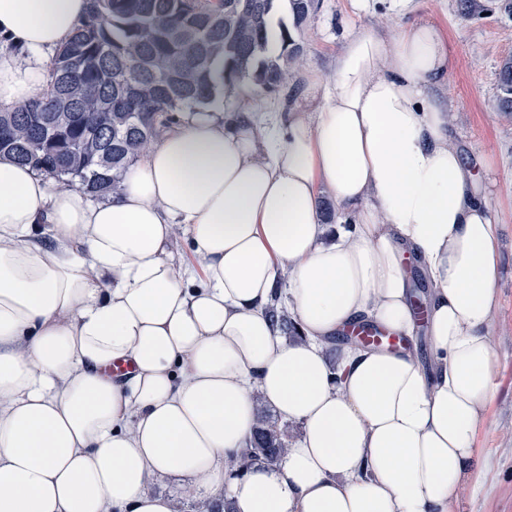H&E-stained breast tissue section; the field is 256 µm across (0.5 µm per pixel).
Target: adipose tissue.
<instances>
[{
  "instance_id": "obj_1",
  "label": "adipose tissue",
  "mask_w": 512,
  "mask_h": 512,
  "mask_svg": "<svg viewBox=\"0 0 512 512\" xmlns=\"http://www.w3.org/2000/svg\"><path fill=\"white\" fill-rule=\"evenodd\" d=\"M88 7L0 0V112L43 92ZM390 8L302 107L186 113L107 200L0 156V512H175L164 477L236 512H456L487 481L498 226L450 133L448 30ZM281 278L296 340L266 313ZM361 322L425 327L430 364L336 343ZM260 398L301 434L238 477Z\"/></svg>"
}]
</instances>
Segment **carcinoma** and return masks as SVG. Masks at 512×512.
<instances>
[{
  "label": "carcinoma",
  "mask_w": 512,
  "mask_h": 512,
  "mask_svg": "<svg viewBox=\"0 0 512 512\" xmlns=\"http://www.w3.org/2000/svg\"><path fill=\"white\" fill-rule=\"evenodd\" d=\"M319 0H90L88 14L49 61L42 94L0 112V155L96 200L182 112L248 80L274 93L304 63L296 34ZM499 111L512 115V55L498 71ZM268 313L295 335L288 311ZM284 432L262 410L247 458L274 463Z\"/></svg>",
  "instance_id": "cac0c4a2"
}]
</instances>
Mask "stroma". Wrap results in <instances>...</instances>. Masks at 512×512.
I'll use <instances>...</instances> for the list:
<instances>
[{
	"label": "stroma",
	"instance_id": "stroma-1",
	"mask_svg": "<svg viewBox=\"0 0 512 512\" xmlns=\"http://www.w3.org/2000/svg\"><path fill=\"white\" fill-rule=\"evenodd\" d=\"M422 2L423 15L447 27L455 46V68L444 87L452 103L453 135L488 193L500 233V306L493 340L503 363L495 379L490 425L477 442L489 458L491 475L480 494L462 489L457 512H512V119L497 108L499 64L512 55V16L500 11L499 0H476L480 12L470 18L462 15L460 0ZM395 23L386 0H375L360 16L351 15L350 0H320L315 19L301 34L306 53L302 74L279 93L255 91L261 111H294L301 103L305 72L333 76L344 25L388 29Z\"/></svg>",
	"mask_w": 512,
	"mask_h": 512
}]
</instances>
